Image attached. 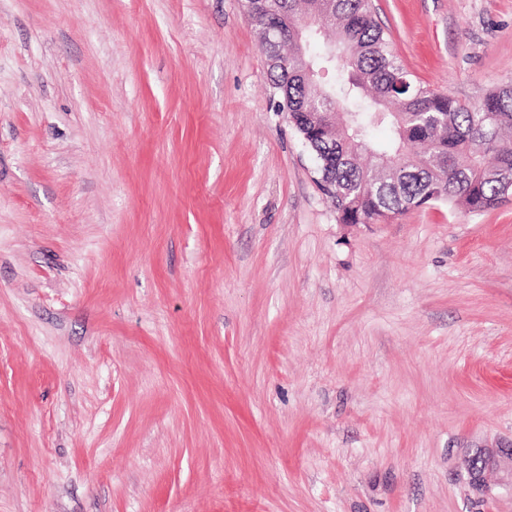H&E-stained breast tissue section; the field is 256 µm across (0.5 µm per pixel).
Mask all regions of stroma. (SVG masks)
Returning a JSON list of instances; mask_svg holds the SVG:
<instances>
[{
  "label": "stroma",
  "mask_w": 512,
  "mask_h": 512,
  "mask_svg": "<svg viewBox=\"0 0 512 512\" xmlns=\"http://www.w3.org/2000/svg\"><path fill=\"white\" fill-rule=\"evenodd\" d=\"M463 102L512 0H372ZM512 198L344 224L240 0H0V512H512ZM476 453H480L477 458L469 455L460 462V468L467 474L469 483L476 491H488L485 473L493 469L503 472L500 484L512 488V448H494Z\"/></svg>",
  "instance_id": "1"
}]
</instances>
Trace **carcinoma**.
<instances>
[{
    "instance_id": "1",
    "label": "carcinoma",
    "mask_w": 512,
    "mask_h": 512,
    "mask_svg": "<svg viewBox=\"0 0 512 512\" xmlns=\"http://www.w3.org/2000/svg\"><path fill=\"white\" fill-rule=\"evenodd\" d=\"M260 19L275 30L262 52L280 61L267 64L277 110L305 132L327 128L316 146L303 144L341 223H380L438 188L440 202L471 212L501 201L512 183V144L503 140L512 128L511 86L469 104L420 84L393 52L372 0H274ZM324 69L335 80L320 88ZM379 126L390 131L385 143L373 139Z\"/></svg>"
}]
</instances>
